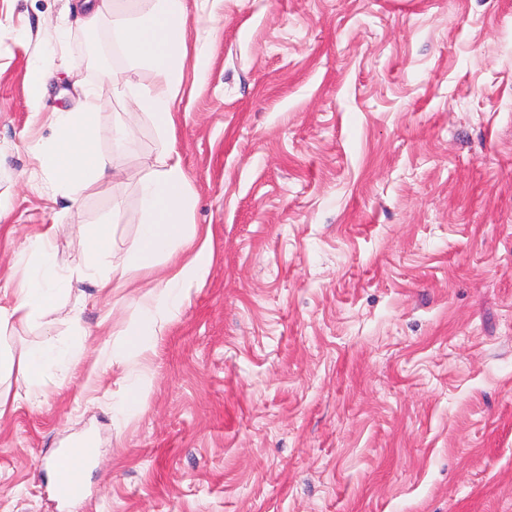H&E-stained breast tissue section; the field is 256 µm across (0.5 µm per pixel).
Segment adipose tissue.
<instances>
[{"label": "adipose tissue", "instance_id": "adipose-tissue-1", "mask_svg": "<svg viewBox=\"0 0 512 512\" xmlns=\"http://www.w3.org/2000/svg\"><path fill=\"white\" fill-rule=\"evenodd\" d=\"M185 0H157L149 12L118 17L113 22L115 39L128 58L151 66L158 82L153 90L136 95V109L151 117L169 147L156 166L140 180L144 222L125 256L111 260L108 245L112 227L96 224L80 229V249L66 267L56 261L51 230L29 238L15 264L23 279L15 287L0 289V335L18 324L50 327V315L69 307L79 314L87 296L76 284L89 282L97 294L106 295L130 287L154 258L182 254L180 268L159 285L140 293L133 304L132 345L128 357L146 347L145 337L157 335L185 300L194 283L210 272V240L195 225L185 223L188 179L180 151L175 146L178 97L184 81L187 55ZM93 94L85 92L80 111L59 112L54 118L55 137L50 144L35 146L42 179L38 187L48 196H62L78 204L109 177L110 167L95 136ZM80 353L76 342H45L21 353L0 345V377L14 379V394L0 392V415L15 401L38 398L56 383L58 372L67 370Z\"/></svg>", "mask_w": 512, "mask_h": 512}]
</instances>
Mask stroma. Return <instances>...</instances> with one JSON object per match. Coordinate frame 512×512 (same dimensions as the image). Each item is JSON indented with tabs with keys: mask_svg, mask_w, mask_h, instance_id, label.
I'll return each mask as SVG.
<instances>
[{
	"mask_svg": "<svg viewBox=\"0 0 512 512\" xmlns=\"http://www.w3.org/2000/svg\"><path fill=\"white\" fill-rule=\"evenodd\" d=\"M76 0H0V286L53 225L110 223L122 257L139 179L166 149L129 121L154 70L85 57ZM188 7L177 145L210 272L137 360L113 417L132 293L80 314L60 384L0 416V512H512V0H207ZM56 71L38 106L28 74ZM95 89L112 177L79 205L33 190L30 144ZM18 325L14 352L69 335ZM96 457L64 507L49 463Z\"/></svg>",
	"mask_w": 512,
	"mask_h": 512,
	"instance_id": "35a3bbf8",
	"label": "stroma"
}]
</instances>
